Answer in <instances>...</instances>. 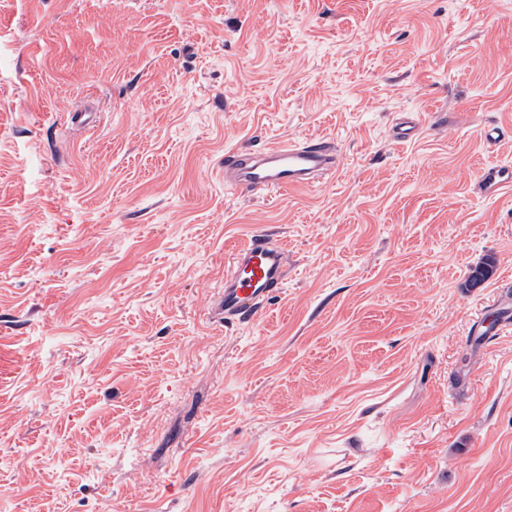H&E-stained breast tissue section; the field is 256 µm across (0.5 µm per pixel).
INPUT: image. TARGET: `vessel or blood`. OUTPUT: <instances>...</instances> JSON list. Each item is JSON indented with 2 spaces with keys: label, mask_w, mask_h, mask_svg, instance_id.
I'll return each mask as SVG.
<instances>
[{
  "label": "vessel or blood",
  "mask_w": 512,
  "mask_h": 512,
  "mask_svg": "<svg viewBox=\"0 0 512 512\" xmlns=\"http://www.w3.org/2000/svg\"><path fill=\"white\" fill-rule=\"evenodd\" d=\"M336 166L332 142L307 137L275 142L255 152L227 153L224 178L238 191L313 189ZM478 185L483 195H498L512 187V166H485ZM287 276L288 257L282 244L265 234H253L232 252L224 268L223 287L207 300L212 318L221 324L253 320L279 294Z\"/></svg>",
  "instance_id": "vessel-or-blood-1"
}]
</instances>
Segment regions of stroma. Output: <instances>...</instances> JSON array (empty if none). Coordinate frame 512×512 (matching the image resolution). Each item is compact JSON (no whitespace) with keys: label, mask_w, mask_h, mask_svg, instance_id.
I'll return each mask as SVG.
<instances>
[{"label":"stroma","mask_w":512,"mask_h":512,"mask_svg":"<svg viewBox=\"0 0 512 512\" xmlns=\"http://www.w3.org/2000/svg\"><path fill=\"white\" fill-rule=\"evenodd\" d=\"M494 124L512 0H0V507L512 512V329L473 333L512 286ZM310 136L321 187L225 184ZM255 232L288 282L213 325ZM479 189L485 196H495L512 186V166L491 164L481 171Z\"/></svg>","instance_id":"stroma-1"}]
</instances>
